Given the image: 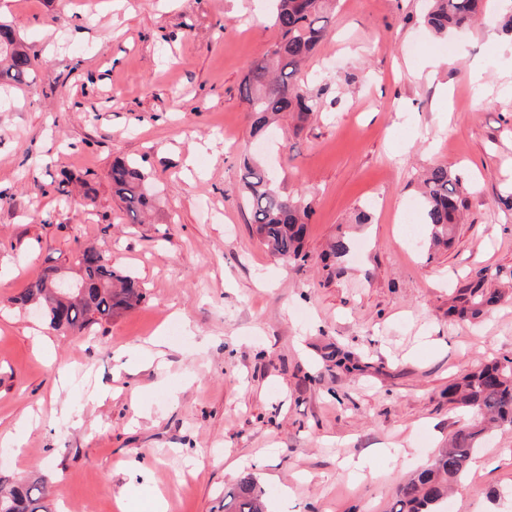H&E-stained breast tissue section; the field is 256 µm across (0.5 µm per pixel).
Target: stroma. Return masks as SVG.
<instances>
[{"label":"stroma","instance_id":"35a3bbf8","mask_svg":"<svg viewBox=\"0 0 512 512\" xmlns=\"http://www.w3.org/2000/svg\"><path fill=\"white\" fill-rule=\"evenodd\" d=\"M269 0H0L35 57L0 106V479L46 475L56 512H221L246 475L270 512H388L456 427L453 379L512 361V299L449 317L477 274L512 289V43L501 11L439 38L423 0H339L301 66L326 92L263 139L277 189L311 203L305 261L262 246L241 193L251 60L277 37ZM444 60L432 71L434 60ZM117 158L155 196L131 223ZM470 184L446 248L418 246L417 177ZM67 180V194L55 184ZM93 201L75 207L84 185ZM370 221L355 223L359 211ZM411 224H402L403 211ZM352 251L334 266L337 235ZM88 245L146 298L82 333L15 299ZM167 341L165 368L118 353ZM355 370L329 362L336 348ZM33 428L10 437L21 416ZM451 512H512V430L496 431Z\"/></svg>","mask_w":512,"mask_h":512}]
</instances>
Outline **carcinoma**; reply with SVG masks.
I'll return each mask as SVG.
<instances>
[{"instance_id": "cac0c4a2", "label": "carcinoma", "mask_w": 512, "mask_h": 512, "mask_svg": "<svg viewBox=\"0 0 512 512\" xmlns=\"http://www.w3.org/2000/svg\"><path fill=\"white\" fill-rule=\"evenodd\" d=\"M328 0H274L272 25L278 36L271 49L255 58L239 87L250 108L251 136L262 135L281 114L295 113L299 122L317 111L319 94L298 77L303 61L326 37ZM482 0H429L426 26L437 36L470 27L480 13ZM34 58L17 40L8 25L0 23V85H17L30 79ZM242 184L244 201L251 214L259 242L273 255L290 262L306 260L303 243L311 212L310 203L278 191L268 169L244 154ZM112 194L135 224L149 208L151 194L136 163L112 162L108 173ZM467 187L445 165L430 168L423 177L419 200L429 232V249L450 243L451 234L466 208ZM74 287L57 296L47 287L46 276L32 280L17 302L35 305L55 330L81 332L109 322L139 304L144 293L138 281L105 265L101 251L84 248L75 260ZM506 293L490 288L487 277L476 278L454 291L448 315L476 322L498 306ZM448 402L463 413V419L448 441L425 468L401 481L390 512H447L451 485L467 474V467L482 448L488 433L512 428V365L491 361L448 385ZM264 492L245 477L224 494V512H266ZM51 491L42 478L21 479L10 486L0 482V512H51Z\"/></svg>"}]
</instances>
